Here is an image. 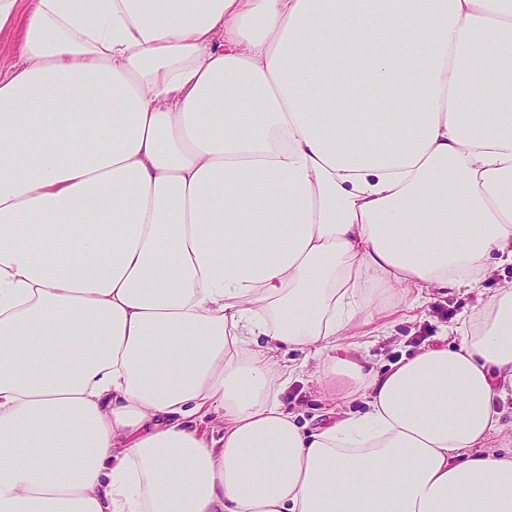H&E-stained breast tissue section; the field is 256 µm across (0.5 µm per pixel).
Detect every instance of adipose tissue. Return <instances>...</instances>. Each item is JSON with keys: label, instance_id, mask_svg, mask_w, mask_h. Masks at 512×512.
Returning a JSON list of instances; mask_svg holds the SVG:
<instances>
[{"label": "adipose tissue", "instance_id": "obj_1", "mask_svg": "<svg viewBox=\"0 0 512 512\" xmlns=\"http://www.w3.org/2000/svg\"><path fill=\"white\" fill-rule=\"evenodd\" d=\"M18 25L0 512H512V288L385 371L353 341L512 263V0H0ZM299 352L339 406L310 430ZM495 409L498 415V425L501 431L495 435L496 441L502 444L510 445L508 448L511 451V437H512V394L509 393L505 401L498 400Z\"/></svg>", "mask_w": 512, "mask_h": 512}]
</instances>
